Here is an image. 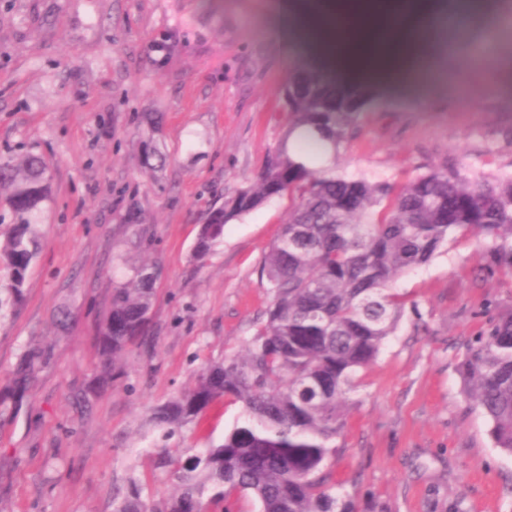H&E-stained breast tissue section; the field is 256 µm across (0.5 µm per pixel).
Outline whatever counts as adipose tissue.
<instances>
[{
  "label": "adipose tissue",
  "instance_id": "obj_1",
  "mask_svg": "<svg viewBox=\"0 0 512 512\" xmlns=\"http://www.w3.org/2000/svg\"><path fill=\"white\" fill-rule=\"evenodd\" d=\"M493 14L491 0H418L412 15L392 0H306L297 25L304 48L324 72L371 86L390 77L408 86L442 79L441 47L452 38L451 12Z\"/></svg>",
  "mask_w": 512,
  "mask_h": 512
}]
</instances>
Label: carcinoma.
Here are the masks:
<instances>
[{"label": "carcinoma", "mask_w": 512, "mask_h": 512, "mask_svg": "<svg viewBox=\"0 0 512 512\" xmlns=\"http://www.w3.org/2000/svg\"><path fill=\"white\" fill-rule=\"evenodd\" d=\"M288 83L299 94L283 137L262 169L211 210L193 245L196 259L208 257L225 224L288 196V220L262 265L270 294L265 319L242 352L207 364L194 386L152 408L155 463L176 478V492L157 499L131 479L113 494L112 512H243L244 503L254 512H387L375 499L361 505L336 494L331 462L360 372L394 335L407 303L393 283L428 264L456 234L486 240L494 265L512 276V173L468 177L444 157L398 188L307 164L299 157L316 148L338 153L367 103L311 61ZM3 186L11 222L0 233L7 279L0 309L7 303L14 310L40 253L34 217L50 193L41 158L0 163ZM154 283L145 265L112 289L98 334V388L112 386L125 354L146 337ZM48 358L45 349L29 350L25 371ZM458 372L494 446L512 455V308L466 346ZM221 400L242 407L222 439L199 450L167 447Z\"/></svg>", "instance_id": "carcinoma-1"}]
</instances>
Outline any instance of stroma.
<instances>
[{
	"label": "stroma",
	"instance_id": "stroma-1",
	"mask_svg": "<svg viewBox=\"0 0 512 512\" xmlns=\"http://www.w3.org/2000/svg\"><path fill=\"white\" fill-rule=\"evenodd\" d=\"M277 0H0V161L42 156L51 179L42 250L16 312L0 319V507L112 512L135 479L155 495L170 472L149 451L153 406L209 361L240 352L269 302L262 260L288 218L281 197L226 224L205 263L192 246L208 212L264 165L285 130L278 91L303 55ZM512 31H477L417 91L366 88L370 106L337 173L401 185L452 156L464 170L512 161L496 140L512 116V68L487 91L468 68ZM486 244L456 236L401 276L394 336L360 374L336 439V491L389 512H512V455L461 393L465 344L512 307V277L480 268ZM157 271L148 334L125 373L94 394L97 327L113 288ZM50 349L14 381L22 353ZM241 414L217 403L170 440L202 448Z\"/></svg>",
	"mask_w": 512,
	"mask_h": 512
}]
</instances>
